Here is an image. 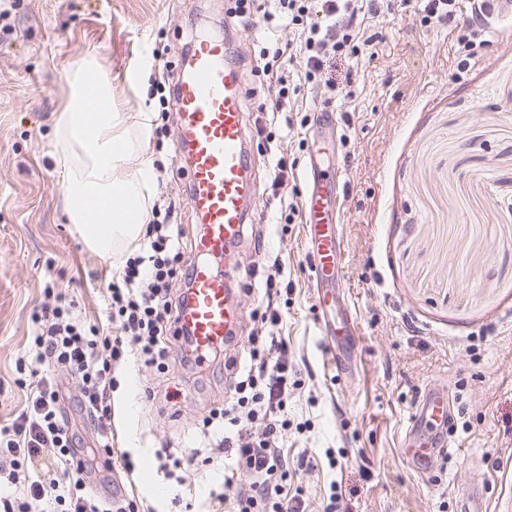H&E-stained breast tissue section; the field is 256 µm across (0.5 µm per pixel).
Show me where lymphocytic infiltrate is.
<instances>
[{
    "mask_svg": "<svg viewBox=\"0 0 512 512\" xmlns=\"http://www.w3.org/2000/svg\"><path fill=\"white\" fill-rule=\"evenodd\" d=\"M402 7L420 15L422 22L456 34L459 67H467L485 34V0H472L471 18L459 25V0H400ZM383 0H235L227 11V30L238 34L257 22L272 24L284 16L301 26L299 41L267 42L255 56L250 72L280 86L273 103L253 104L257 117L250 137H263L260 113L282 111L288 96L285 64L302 56L304 80L323 83V104L334 106L342 95L335 82L322 76L332 60L350 58L378 42V35L361 37L366 16L379 13ZM192 251L182 225L150 219L143 246L130 256L108 286L106 327L87 325L71 315V304L55 295L33 318L28 348L17 361L20 374L30 380L24 407L10 423L0 426V483L21 486L16 497H0V512H140L136 499L113 501L111 496L86 492L99 471L111 470L112 390L115 369L128 355L166 371L172 356L187 370L202 359L180 314L191 289ZM284 269L272 262L264 270L266 307L260 325L248 338L245 361L225 360L231 399L210 410L202 420L203 440L214 441L218 453L230 456L233 470L247 473L248 487L233 489L238 512H304L300 497L271 501L273 480L287 476L288 463L279 452L288 429L283 411L298 387L288 363V345L279 332L275 299L281 293ZM71 375L77 401L94 428L92 447L79 446L70 428L69 412L60 394L58 375Z\"/></svg>",
    "mask_w": 512,
    "mask_h": 512,
    "instance_id": "f902f5d3",
    "label": "lymphocytic infiltrate"
}]
</instances>
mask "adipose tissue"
<instances>
[{
	"mask_svg": "<svg viewBox=\"0 0 512 512\" xmlns=\"http://www.w3.org/2000/svg\"><path fill=\"white\" fill-rule=\"evenodd\" d=\"M66 79L72 95L58 121L54 157L63 173L67 220L87 246L120 262L142 239L150 218L154 173L144 153L155 114L147 108L118 111L112 83L96 57ZM105 200L111 211L94 209V202Z\"/></svg>",
	"mask_w": 512,
	"mask_h": 512,
	"instance_id": "obj_1",
	"label": "adipose tissue"
}]
</instances>
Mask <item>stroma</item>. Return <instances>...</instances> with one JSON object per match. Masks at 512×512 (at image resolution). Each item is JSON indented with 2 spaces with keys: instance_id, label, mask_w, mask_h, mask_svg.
<instances>
[{
  "instance_id": "stroma-1",
  "label": "stroma",
  "mask_w": 512,
  "mask_h": 512,
  "mask_svg": "<svg viewBox=\"0 0 512 512\" xmlns=\"http://www.w3.org/2000/svg\"><path fill=\"white\" fill-rule=\"evenodd\" d=\"M0 425L23 406L15 362L46 284L76 316L102 317L118 263L90 249L64 213L62 175L52 157L70 87L65 75L95 54L122 112H161L170 75L194 34L224 31L227 0H0ZM379 34L373 56L352 63V96L333 128L312 125L315 86L287 111L266 112L270 142H254L260 243L235 254L240 267L280 259L291 286L281 335L301 381L288 405L281 453L290 470L279 492L302 495L305 512H455L454 478L464 474L491 498L512 497V21L488 36L465 70L456 36L391 5L364 22ZM153 204L177 205L195 235L187 161L173 136L153 134ZM285 155L294 181L268 189L271 162ZM342 172L339 230L344 298L358 324L354 356L337 374L316 318L325 297L311 272L302 221L284 223L282 203L301 204L310 161ZM114 394V445L128 451L145 504L189 512L212 496L235 512L222 485L224 461L194 438L225 401L224 364L167 372L125 360ZM444 385L460 446L433 475H417L398 453L406 421L426 388ZM153 388L154 400L144 398ZM181 389L177 403L164 394ZM181 456L170 475L157 450Z\"/></svg>"
}]
</instances>
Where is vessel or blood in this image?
I'll use <instances>...</instances> for the list:
<instances>
[{"mask_svg": "<svg viewBox=\"0 0 512 512\" xmlns=\"http://www.w3.org/2000/svg\"><path fill=\"white\" fill-rule=\"evenodd\" d=\"M512 19V0H487L484 23L499 31ZM246 92L223 42L204 40L181 71L175 97L177 146L190 167L189 204L204 222L198 249L225 258L216 268L204 261L192 267V290L181 322L190 329L198 351L235 336L240 324V293L234 251L254 220V159L245 115ZM331 182L317 175L306 189L304 209L310 228L311 263L316 274L335 278L343 241L330 227ZM452 411L446 387L425 390L415 404L399 452L419 475L435 469L437 459L453 455L457 443L448 429ZM457 512H488L485 489L455 481Z\"/></svg>", "mask_w": 512, "mask_h": 512, "instance_id": "vessel-or-blood-1", "label": "vessel or blood"}]
</instances>
